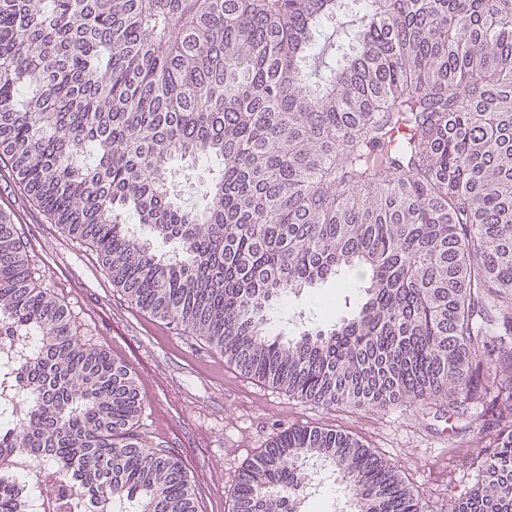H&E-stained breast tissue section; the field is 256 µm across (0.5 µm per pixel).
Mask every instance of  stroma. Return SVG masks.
<instances>
[{
  "label": "stroma",
  "mask_w": 512,
  "mask_h": 512,
  "mask_svg": "<svg viewBox=\"0 0 512 512\" xmlns=\"http://www.w3.org/2000/svg\"><path fill=\"white\" fill-rule=\"evenodd\" d=\"M214 174L207 164L179 161L171 194L189 203ZM0 210L10 214L40 285L70 309L80 338L127 365L145 399L140 424L190 470L198 512H229L236 478L259 448L286 428L323 427L353 436L401 470L419 492L425 512H451L449 490L470 488L482 451L473 438L485 421L479 407L409 403L324 408L289 397L241 375L221 354L171 324L143 312L112 285L95 252L50 223L0 164ZM318 284L291 298L289 313L305 309L328 328L359 302L328 314L319 300L333 293Z\"/></svg>",
  "instance_id": "35a3bbf8"
}]
</instances>
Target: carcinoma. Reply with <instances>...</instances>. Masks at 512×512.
<instances>
[{
  "label": "carcinoma",
  "instance_id": "carcinoma-1",
  "mask_svg": "<svg viewBox=\"0 0 512 512\" xmlns=\"http://www.w3.org/2000/svg\"><path fill=\"white\" fill-rule=\"evenodd\" d=\"M219 179L199 203L173 161ZM0 162L143 311L324 407L451 400L488 417L454 512H512V0H0ZM368 275L329 329L273 310ZM0 512L44 467L67 512H198L138 431L135 380L78 338L0 214ZM345 512H424L350 435L291 427L231 512H299L306 464ZM217 171H209L206 163L178 161L169 184L171 194L189 203H195L205 193Z\"/></svg>",
  "mask_w": 512,
  "mask_h": 512
}]
</instances>
